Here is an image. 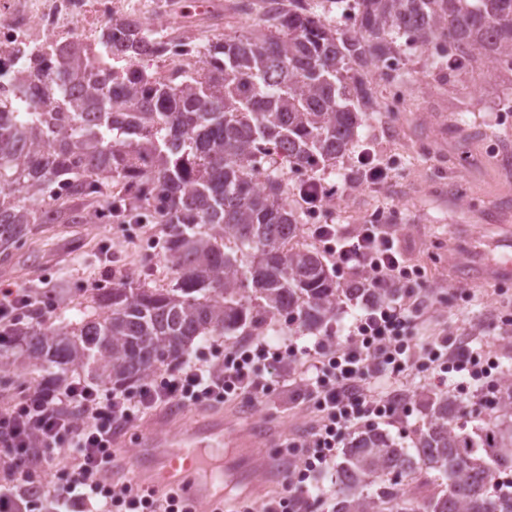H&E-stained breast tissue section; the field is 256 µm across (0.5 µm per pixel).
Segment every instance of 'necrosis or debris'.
<instances>
[{"label": "necrosis or debris", "mask_w": 512, "mask_h": 512, "mask_svg": "<svg viewBox=\"0 0 512 512\" xmlns=\"http://www.w3.org/2000/svg\"><path fill=\"white\" fill-rule=\"evenodd\" d=\"M217 0H142L138 11L125 8L123 0H0V91L11 97L14 111H28L31 97L16 95L15 81L27 75L37 84L44 71V55L62 46L79 43L89 60H97L101 39L113 18L125 20L137 31L188 26L190 18L214 9ZM202 48H189L185 38L169 42L155 66V77L190 74L201 65Z\"/></svg>", "instance_id": "1"}]
</instances>
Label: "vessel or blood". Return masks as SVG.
Masks as SVG:
<instances>
[{
	"mask_svg": "<svg viewBox=\"0 0 512 512\" xmlns=\"http://www.w3.org/2000/svg\"><path fill=\"white\" fill-rule=\"evenodd\" d=\"M265 437L261 430L236 427L225 421L223 414L211 412L176 433H147L139 452L121 457L120 465L137 482L178 489L191 500L206 504L210 512H224L223 471L208 450L200 447V440L225 439L240 448L242 484L251 488L256 479L270 483L278 477L272 461L260 465L249 461L254 446Z\"/></svg>",
	"mask_w": 512,
	"mask_h": 512,
	"instance_id": "b4317fda",
	"label": "vessel or blood"
}]
</instances>
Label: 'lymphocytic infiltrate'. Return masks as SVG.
<instances>
[{
	"mask_svg": "<svg viewBox=\"0 0 512 512\" xmlns=\"http://www.w3.org/2000/svg\"><path fill=\"white\" fill-rule=\"evenodd\" d=\"M313 235L331 256L343 287L398 288L409 279L415 288L424 286L423 280L413 279L386 225L358 224L343 232L335 224H317ZM414 305L407 298L366 306L342 348H335L329 336L306 348L301 375L317 419L288 442L301 450L303 460L288 466L281 496L258 508L250 499H239L235 512H307L310 476L329 467L351 435L399 418L396 400L376 385L379 374L428 373L442 382L452 373L474 380L492 377L498 363L483 347L446 338L414 348ZM55 309L52 294L2 286L0 334L10 333L26 319L50 318ZM293 355V350L249 338L227 352L220 367L193 363L171 372L160 385L146 384L135 393L105 391L82 382L50 397L34 388L22 391L10 410L0 413V456L23 467L48 460L55 449H66L73 457L66 486L70 512H187L175 491L159 494L129 480L108 483L113 439L128 427L137 409L221 402L232 395L264 397L266 372Z\"/></svg>",
	"mask_w": 512,
	"mask_h": 512,
	"instance_id": "f902f5d3",
	"label": "lymphocytic infiltrate"
}]
</instances>
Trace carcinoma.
<instances>
[{
	"mask_svg": "<svg viewBox=\"0 0 512 512\" xmlns=\"http://www.w3.org/2000/svg\"><path fill=\"white\" fill-rule=\"evenodd\" d=\"M302 2L266 14L254 33L210 43L194 76L117 72L164 43L137 33L117 41L108 31L102 67L77 44L58 49L33 111L0 101L3 259L63 218L55 189L75 198L121 183L111 208L137 224L153 210L172 270L166 288L127 281L100 292L76 323L18 324L8 339L43 391L65 390L75 374L126 389L183 360L198 339L252 336L277 319L326 327L343 289L320 254L287 247L298 220L277 175L256 182L264 160L316 172L351 152L373 108L364 65L373 60L381 78H396L401 38L448 46L439 64L450 78L481 56L512 73V0H334L354 12L352 31L313 18ZM485 404L471 430L466 403L434 398L413 455L375 429L361 433L336 471L343 497L332 512H512V490L490 488L495 477L512 478V383ZM419 470L440 479L420 500L403 491Z\"/></svg>",
	"mask_w": 512,
	"mask_h": 512,
	"instance_id": "cac0c4a2",
	"label": "carcinoma"
}]
</instances>
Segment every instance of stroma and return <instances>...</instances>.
Returning <instances> with one entry per match:
<instances>
[{
	"label": "stroma",
	"instance_id": "1",
	"mask_svg": "<svg viewBox=\"0 0 512 512\" xmlns=\"http://www.w3.org/2000/svg\"><path fill=\"white\" fill-rule=\"evenodd\" d=\"M236 0L210 18L202 44L213 36L246 35L256 30L258 16L239 13ZM406 88V109L398 114L368 113L358 130L356 152L337 159L334 167L317 171L318 179L343 183L358 165V154L370 150L389 171L384 188L352 192L338 205L308 212L296 191H288V206L310 237V225H354L367 211L398 206L392 230L410 265L423 270L426 286L419 295L421 313L414 327L417 344L443 337L472 345L487 342L497 359V382L512 379V277L478 280L463 277L461 267L478 251L486 260L507 263L512 253L497 247L499 237L512 234V122L500 123L495 109L512 86V73L481 67L456 78L434 69L432 58L418 48L407 56L398 76ZM102 197L64 201L66 213L80 215L77 223L47 225L0 262V282L16 288H44L54 295L57 315L69 321L92 312L101 269L111 263L116 281H144L167 287L171 271L153 244L162 240L159 225L92 224L89 216L105 209ZM269 395L260 400L241 396L223 405L225 414L276 429L275 441L259 445L263 457H274L287 437L305 431L315 409L297 393L298 370L284 363L268 375ZM380 389L403 397L399 422L382 431L397 446L411 447L428 415L426 393L472 400L477 384L448 387L426 377L403 385L387 378ZM68 471L51 462L41 475V491L32 512H68L62 491Z\"/></svg>",
	"mask_w": 512,
	"mask_h": 512
}]
</instances>
